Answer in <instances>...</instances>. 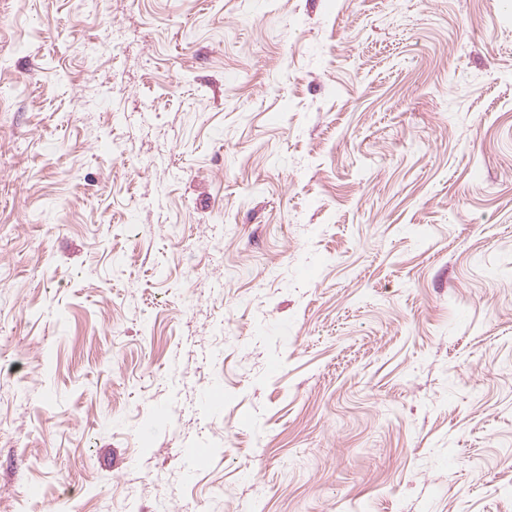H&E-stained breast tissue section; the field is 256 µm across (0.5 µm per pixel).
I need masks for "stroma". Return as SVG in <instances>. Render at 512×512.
Here are the masks:
<instances>
[{
    "label": "stroma",
    "instance_id": "obj_1",
    "mask_svg": "<svg viewBox=\"0 0 512 512\" xmlns=\"http://www.w3.org/2000/svg\"><path fill=\"white\" fill-rule=\"evenodd\" d=\"M0 512H512V0H0Z\"/></svg>",
    "mask_w": 512,
    "mask_h": 512
}]
</instances>
